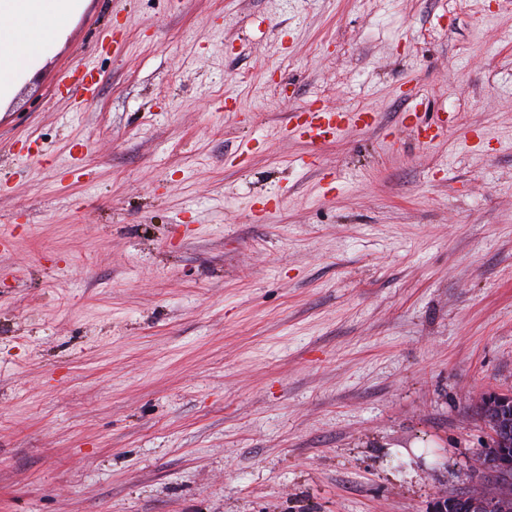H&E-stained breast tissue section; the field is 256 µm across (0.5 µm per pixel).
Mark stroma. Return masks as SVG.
<instances>
[{"label": "stroma", "instance_id": "1", "mask_svg": "<svg viewBox=\"0 0 512 512\" xmlns=\"http://www.w3.org/2000/svg\"><path fill=\"white\" fill-rule=\"evenodd\" d=\"M312 103L378 123L314 147ZM1 231L0 512L490 491L512 0H88L0 112Z\"/></svg>", "mask_w": 512, "mask_h": 512}]
</instances>
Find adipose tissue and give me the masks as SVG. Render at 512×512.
Listing matches in <instances>:
<instances>
[{"label": "adipose tissue", "mask_w": 512, "mask_h": 512, "mask_svg": "<svg viewBox=\"0 0 512 512\" xmlns=\"http://www.w3.org/2000/svg\"><path fill=\"white\" fill-rule=\"evenodd\" d=\"M87 0H0V108L66 41Z\"/></svg>", "instance_id": "ef3b65f1"}]
</instances>
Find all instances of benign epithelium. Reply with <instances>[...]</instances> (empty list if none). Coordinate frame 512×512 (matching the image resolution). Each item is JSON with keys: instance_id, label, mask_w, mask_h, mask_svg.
I'll return each instance as SVG.
<instances>
[{"instance_id": "7a95c632", "label": "benign epithelium", "mask_w": 512, "mask_h": 512, "mask_svg": "<svg viewBox=\"0 0 512 512\" xmlns=\"http://www.w3.org/2000/svg\"><path fill=\"white\" fill-rule=\"evenodd\" d=\"M478 411L490 437L482 468L508 479L512 477V391L484 394Z\"/></svg>"}]
</instances>
